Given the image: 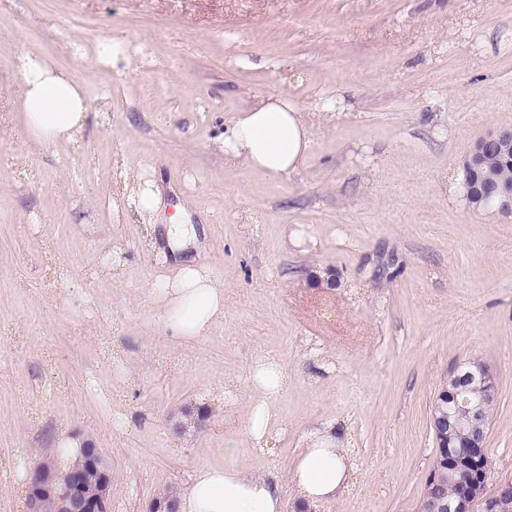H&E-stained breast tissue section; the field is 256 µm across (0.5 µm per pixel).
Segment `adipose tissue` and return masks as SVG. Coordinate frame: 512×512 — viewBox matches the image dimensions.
<instances>
[{
    "label": "adipose tissue",
    "mask_w": 512,
    "mask_h": 512,
    "mask_svg": "<svg viewBox=\"0 0 512 512\" xmlns=\"http://www.w3.org/2000/svg\"><path fill=\"white\" fill-rule=\"evenodd\" d=\"M22 80L14 100L33 147L75 141L89 118L84 88L65 69L34 50L21 53ZM336 115V100L320 97L302 111L285 95L258 99L237 113L213 141L225 162H241L255 172L284 177L301 169L310 149L315 118ZM121 204L141 223L167 217L169 241L182 249L195 236L181 213L166 215L155 173L125 178ZM224 279L209 264L181 258L173 275L154 284L152 293L163 320L178 340L210 335L224 321ZM288 387V375L274 354L260 356L251 371L249 438L255 448L268 445L282 425L277 399ZM353 465L342 448L340 433L326 431L297 459L292 474L295 501L302 512L336 499L348 488ZM180 512H284L281 487L270 479L236 467L205 466L179 494Z\"/></svg>",
    "instance_id": "1"
}]
</instances>
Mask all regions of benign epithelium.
<instances>
[{
  "label": "benign epithelium",
  "instance_id": "7a95c632",
  "mask_svg": "<svg viewBox=\"0 0 512 512\" xmlns=\"http://www.w3.org/2000/svg\"><path fill=\"white\" fill-rule=\"evenodd\" d=\"M490 151L512 160V129L486 134L474 142L462 168L464 185L472 207L479 209L491 200L498 212L512 215V184L489 186L480 178L484 155ZM448 397L434 402L430 413L436 445L444 448H474L486 445L490 410L496 402L497 385L490 367L469 361L455 366ZM83 453L65 476L55 462L37 463L27 494V512H107L110 468L92 440L82 442ZM476 497L468 494L454 500H439L432 512H472ZM484 512H512V486H498L485 500Z\"/></svg>",
  "mask_w": 512,
  "mask_h": 512
}]
</instances>
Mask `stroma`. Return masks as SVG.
Here are the masks:
<instances>
[{"instance_id":"1","label":"stroma","mask_w":512,"mask_h":512,"mask_svg":"<svg viewBox=\"0 0 512 512\" xmlns=\"http://www.w3.org/2000/svg\"><path fill=\"white\" fill-rule=\"evenodd\" d=\"M113 36L116 70L95 55ZM27 48L85 86L77 142L32 148L11 97ZM270 94L341 113L282 179L213 147ZM503 128L512 0H0V512H25L64 432L108 461V512H147L207 464L292 498L294 461L330 426L355 472L311 512H417L431 405L472 359L498 388L487 488L512 479V215L461 188L469 147ZM149 168L199 229L190 256L227 285L223 323L198 340H175L150 292L174 262L162 231L110 207L121 172ZM328 271L335 287L316 279ZM266 352L289 382L285 430L260 452L248 380ZM197 404L204 426L179 432ZM126 42L121 39L100 41L97 58L105 66L114 68L126 60Z\"/></svg>"}]
</instances>
